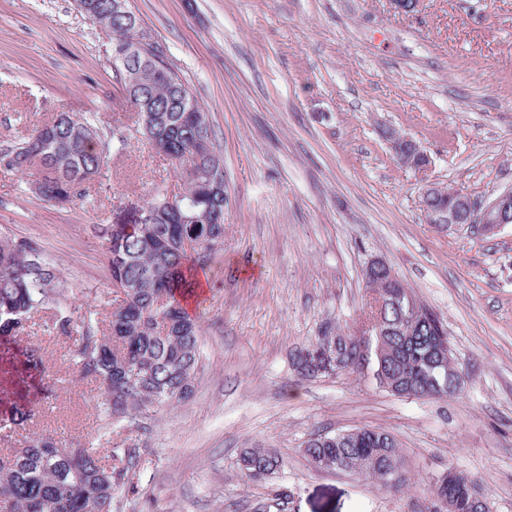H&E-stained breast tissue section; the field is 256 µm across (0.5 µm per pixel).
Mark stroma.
I'll use <instances>...</instances> for the list:
<instances>
[{
	"label": "stroma",
	"mask_w": 512,
	"mask_h": 512,
	"mask_svg": "<svg viewBox=\"0 0 512 512\" xmlns=\"http://www.w3.org/2000/svg\"><path fill=\"white\" fill-rule=\"evenodd\" d=\"M130 2L210 114L226 203L224 246L189 308L202 330L193 394L140 418L136 488L117 491L116 512H410V493L304 458L311 434L354 428L393 434L415 479L456 468L492 512H512V224L441 228L421 207L430 182L482 203L512 189V0H420L410 15L389 0ZM127 110L112 39L74 0H0V150L58 112L108 137ZM385 127L428 152L425 174L394 159ZM181 187L137 142L64 207L0 166V229L35 240L79 315L103 322L114 296L94 225L131 223L155 191ZM374 257L446 323L459 394L297 375L293 355L325 325L365 316ZM50 315L0 337V455L39 434L110 448L123 429L102 427L100 392L77 378L69 340L44 332ZM35 347L45 366L27 362ZM19 409L31 418L18 426ZM244 448L276 453V473L242 477Z\"/></svg>",
	"instance_id": "1"
}]
</instances>
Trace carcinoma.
I'll list each match as a JSON object with an SVG mask.
<instances>
[{
	"instance_id": "obj_1",
	"label": "carcinoma",
	"mask_w": 512,
	"mask_h": 512,
	"mask_svg": "<svg viewBox=\"0 0 512 512\" xmlns=\"http://www.w3.org/2000/svg\"><path fill=\"white\" fill-rule=\"evenodd\" d=\"M82 14L94 21L112 12L114 0H77ZM112 37L124 45L132 40L146 46L137 66L156 68L153 85H133L117 66L121 88L131 114L136 141L165 155L175 168L185 159L191 169L184 181V198L166 204L154 194L148 224H99L96 234L107 243L108 270L119 300L107 327L91 317L74 319L61 304L67 282L58 267L33 240L0 232V336L22 334L31 315L56 305L50 332L69 337L81 329L71 358L82 378L97 384L103 420L128 422L125 432L137 428L139 418L187 399L200 360V326L182 305L195 289V273L224 245V182L214 172L223 161L212 141L209 114L170 63L162 45L142 28L133 10L112 15ZM128 140L108 144L87 121L66 112L35 128L22 142L0 151V163L40 183L37 197L60 205L88 195L102 175L110 149L123 150ZM207 246L188 251L184 239ZM366 288L376 295L362 322L378 324L373 346L372 378L393 395L407 398H443L457 393L461 378L453 367L437 372L434 363L452 361L440 348L439 336H448L443 321L399 278L390 281L374 273ZM348 327L327 328L316 344L338 349L345 365L339 373L362 372L363 355ZM319 469L345 471L371 479L383 487H408L411 479L397 439L389 432L356 428L316 433L302 448ZM136 448H65L50 435H39L17 448L0 466V512H61L63 501L83 500L87 512H113L116 487L132 482ZM240 471L266 479L279 468L276 454L264 448L241 450Z\"/></svg>"
}]
</instances>
